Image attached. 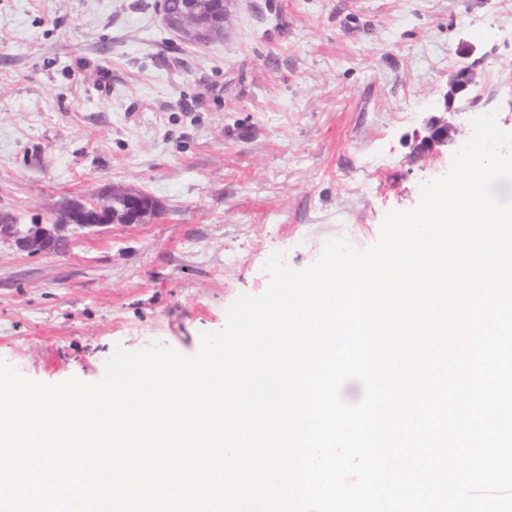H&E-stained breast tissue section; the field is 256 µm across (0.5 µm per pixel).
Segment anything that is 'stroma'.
<instances>
[{
	"instance_id": "35a3bbf8",
	"label": "stroma",
	"mask_w": 512,
	"mask_h": 512,
	"mask_svg": "<svg viewBox=\"0 0 512 512\" xmlns=\"http://www.w3.org/2000/svg\"><path fill=\"white\" fill-rule=\"evenodd\" d=\"M463 41L478 83L447 110ZM491 111L512 129V0H230L205 45L157 0H0V215L49 224L106 187L160 204L60 253L0 240V360L55 384L119 346L195 354L273 252L370 247ZM441 114L453 142L414 154Z\"/></svg>"
}]
</instances>
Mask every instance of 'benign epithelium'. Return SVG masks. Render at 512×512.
Here are the masks:
<instances>
[{"label":"benign epithelium","mask_w":512,"mask_h":512,"mask_svg":"<svg viewBox=\"0 0 512 512\" xmlns=\"http://www.w3.org/2000/svg\"><path fill=\"white\" fill-rule=\"evenodd\" d=\"M229 0H217L212 7L208 0H190L180 11L169 9L167 0H160L159 7L165 25L181 39L193 44H207L224 37V21ZM474 64L462 63L451 81L450 95L456 96L475 84ZM450 127L445 119L431 120L416 136L417 147L434 150L448 145ZM158 204L148 194L136 189L114 190L104 199L88 205H71L53 224H0V239L10 241L22 251L41 253L47 245L69 242L67 231L105 227L109 224H141L155 215Z\"/></svg>","instance_id":"1"}]
</instances>
